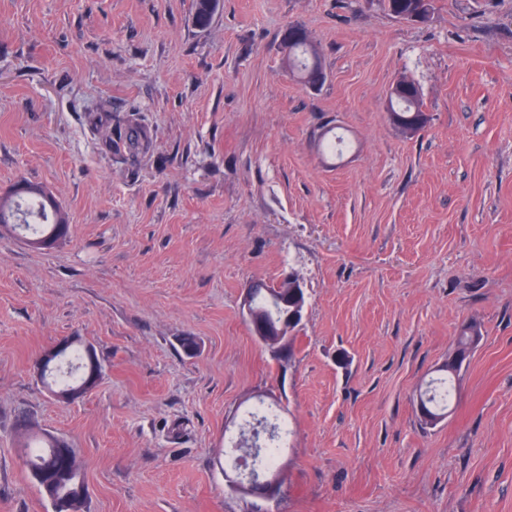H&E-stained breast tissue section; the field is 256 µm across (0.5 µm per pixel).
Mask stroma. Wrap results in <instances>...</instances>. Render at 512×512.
Instances as JSON below:
<instances>
[{"mask_svg":"<svg viewBox=\"0 0 512 512\" xmlns=\"http://www.w3.org/2000/svg\"><path fill=\"white\" fill-rule=\"evenodd\" d=\"M433 6L219 0L201 28L193 0H0V192L41 185L69 221L45 250L0 230V512H52L23 419L75 448L87 512H512V0ZM291 24L319 89L288 70ZM403 75L412 135L386 108ZM135 110L133 161L93 123ZM292 273L307 307L279 358L241 302ZM465 324L480 339L424 424ZM71 336L101 373L62 402L35 363ZM271 398L288 481L243 497L226 424ZM397 85H403L402 91L398 95L390 96V106L396 112L402 116H411L415 114V117L418 119L428 118L423 117L425 111L422 108L421 102V91L419 85L412 79L407 76H400L397 78ZM395 81V82H396ZM391 120L394 122L396 126H399L393 119L392 114ZM401 128V126H399ZM124 139L133 161L138 158L139 154L148 150L150 146L148 126L139 112L132 111L126 118ZM466 358L467 357H462L461 360H457L456 355H452L448 358V361L443 365V367L439 369V371L445 373V376L433 381L424 393L425 399L422 398L423 405L429 413L443 416L448 414V406L453 399V397L450 399L451 386L453 388L454 396V381L459 375ZM442 388L445 389L446 393L444 397H442L440 393Z\"/></svg>","mask_w":512,"mask_h":512,"instance_id":"stroma-1","label":"stroma"}]
</instances>
